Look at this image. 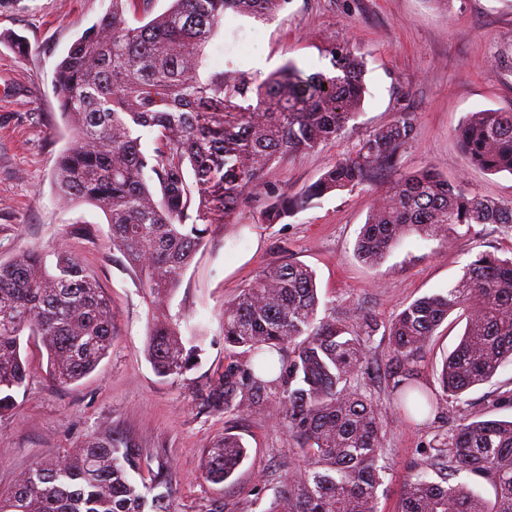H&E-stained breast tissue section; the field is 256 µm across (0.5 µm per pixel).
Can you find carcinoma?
<instances>
[{
	"label": "carcinoma",
	"instance_id": "1",
	"mask_svg": "<svg viewBox=\"0 0 512 512\" xmlns=\"http://www.w3.org/2000/svg\"><path fill=\"white\" fill-rule=\"evenodd\" d=\"M153 0H111L99 20L71 46L56 70L61 115L73 133L60 154V201L100 209L112 246L149 298L161 302L178 288L199 249L244 196L260 188L263 171L348 130L367 87L364 62L331 41L332 71L305 74L288 62L254 86L210 67V50L224 32V15L264 20L289 0H170L151 16ZM147 21L129 24L126 12ZM153 148L142 145V131ZM415 126L407 113L362 140L357 154L328 169L300 193H268L260 213L278 224L322 196L374 181L397 167ZM467 163L512 175V112H474L457 130ZM512 231V199L464 191L427 167L400 177L371 209L356 255L374 266L411 234L448 239L473 225ZM47 264L38 250L0 262V417L15 408L29 364L21 336L37 338L48 372L60 386L90 374L112 350L110 298L69 249ZM314 272L298 263L267 268L224 303L229 362L204 406L214 413L261 405L265 376L280 371L279 395L288 429L307 459L288 472L260 512H378L383 425L375 401L353 387L379 330L358 308L349 316L318 317ZM466 324L441 371L443 396L462 401L471 388L512 362V258L484 251L445 293L420 298L387 327L402 364L392 384L397 409L411 418L434 410V398L414 384V364L448 315ZM181 325L163 312L148 325L146 355L155 372L183 376L207 337L201 325ZM247 457L240 437L226 433L204 450L202 478L222 484ZM443 474L436 482L428 470ZM465 473L492 486V506L465 482ZM167 463L143 468V451L110 433L65 455H50L22 473L0 512H180ZM398 512H512V419L458 424L428 468L402 486Z\"/></svg>",
	"mask_w": 512,
	"mask_h": 512
}]
</instances>
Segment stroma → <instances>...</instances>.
Segmentation results:
<instances>
[{
    "label": "stroma",
    "mask_w": 512,
    "mask_h": 512,
    "mask_svg": "<svg viewBox=\"0 0 512 512\" xmlns=\"http://www.w3.org/2000/svg\"><path fill=\"white\" fill-rule=\"evenodd\" d=\"M108 6L109 0H0V261L67 246L110 297L115 331L109 355L67 387L48 375L40 343L23 344L31 373L13 412L0 417V491L44 457L109 432L143 452L161 453L183 512H201L218 494L224 512H257L288 471L305 464L277 402L282 385L271 384L267 401L240 413L207 412L202 399L227 363L225 302L263 268L296 262L314 270L329 311L341 316L356 306L380 325L356 386L381 412L386 472L378 508L397 512L405 478L424 470L463 418H512V404L503 400L512 393V364L470 389L464 402L441 399L432 413L411 419L390 393L398 364L384 328L416 299L447 291L478 253L511 257L512 233L487 224L445 241L414 235L376 267L355 256V244L378 196L402 174L426 166L467 192L512 198V176L467 165L455 137L471 113L512 112V0H290L265 21L225 16L224 41L235 47L224 58L230 78L259 82L290 60L309 74L330 71L331 38L365 64L367 94L353 128L269 165L266 191H303L399 113L412 114L415 135L398 169L374 183L327 194L279 224L262 223L260 193L215 230L163 302L166 314L208 331L196 365L177 379L157 376L145 357L153 308L109 242L104 214L87 204L61 205L54 189L57 159L71 139L58 108L56 66ZM464 327V319L449 315L414 368L416 382L432 394L441 392L442 364ZM227 432L241 438L248 457L218 493L201 478L200 464L207 444Z\"/></svg>",
    "instance_id": "stroma-1"
}]
</instances>
